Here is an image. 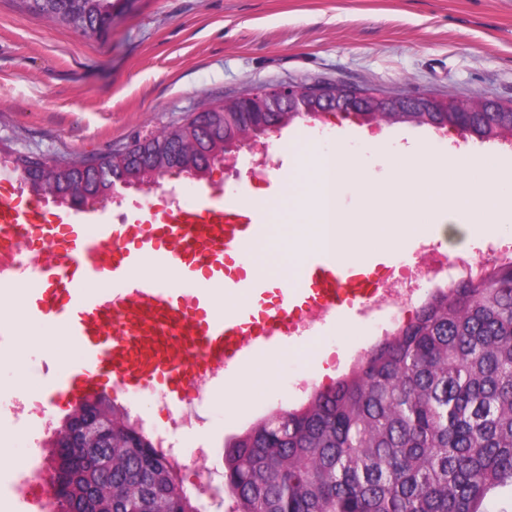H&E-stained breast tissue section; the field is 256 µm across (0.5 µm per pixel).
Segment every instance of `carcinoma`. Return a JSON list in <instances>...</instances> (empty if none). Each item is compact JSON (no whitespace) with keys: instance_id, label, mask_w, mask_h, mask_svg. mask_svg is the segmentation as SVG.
Segmentation results:
<instances>
[{"instance_id":"carcinoma-1","label":"carcinoma","mask_w":512,"mask_h":512,"mask_svg":"<svg viewBox=\"0 0 512 512\" xmlns=\"http://www.w3.org/2000/svg\"><path fill=\"white\" fill-rule=\"evenodd\" d=\"M49 20L95 26L112 0H27ZM366 125L410 123L481 142L512 139V112H354ZM271 128L260 116L224 112L202 129L186 115L125 146L126 164L148 182L154 169L205 172L229 141L254 145ZM31 188L41 161L0 143ZM80 202L111 196L108 179L75 161L53 190ZM82 403L58 431L90 452L71 476L83 512H199L177 465L107 399L98 431L79 422ZM512 489V257L479 275L432 289L412 321L360 355L328 391L280 418L259 422L224 450L228 512H484L488 496Z\"/></svg>"}]
</instances>
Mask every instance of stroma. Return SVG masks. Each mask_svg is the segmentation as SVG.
Listing matches in <instances>:
<instances>
[{
    "label": "stroma",
    "mask_w": 512,
    "mask_h": 512,
    "mask_svg": "<svg viewBox=\"0 0 512 512\" xmlns=\"http://www.w3.org/2000/svg\"><path fill=\"white\" fill-rule=\"evenodd\" d=\"M329 85L375 88L388 95L475 96L512 100V0H116L112 24L87 35L48 22L19 0H0V140L33 156L95 162L142 135L181 121L206 99L226 100L270 85ZM412 141L461 146L501 157L500 180L512 179V146L480 142L451 131L440 135L409 124L369 127L330 113L321 122L298 121L269 134L273 169L253 171L248 148L235 168L212 166L205 179L171 172L160 188H122L154 213L165 206L161 187L176 186L183 198L200 190L216 196L245 189L246 204L262 205L272 238L299 240L303 228L277 220L284 192L274 174L305 164L308 151L326 155L344 145L370 179H389L380 143L400 147ZM439 215L428 236H408L376 250L362 263L372 276L386 275L381 260L413 256L421 245L471 258L492 267L495 247H512V233L487 238L451 232ZM0 405L39 392L45 368L55 367L53 344L28 315L15 290H0ZM385 321H319L306 335L261 357L274 382L239 407L228 408L216 387L203 399L199 422L176 437L178 465L194 500L208 512H226L227 498H207L199 474L224 469V447L267 414L301 404L299 379L325 389L359 354L382 336ZM26 364L27 380L14 366ZM35 425L21 416L0 417V443L26 456L34 448ZM211 449L199 461L196 449ZM20 473L0 465V512H40L35 495L20 486Z\"/></svg>",
    "instance_id": "obj_1"
}]
</instances>
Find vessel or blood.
Instances as JSON below:
<instances>
[{
	"mask_svg": "<svg viewBox=\"0 0 512 512\" xmlns=\"http://www.w3.org/2000/svg\"><path fill=\"white\" fill-rule=\"evenodd\" d=\"M260 212L236 194L217 202L201 193L172 211L108 224L99 209L1 194L0 288L23 287L32 316H59L81 350L52 377L55 397L73 404L157 390L174 408L190 407L198 381L242 371L290 323L363 312L364 274L331 255L313 257L268 302L272 284L254 270V249L269 237ZM201 280L223 289V313H212L195 287Z\"/></svg>",
	"mask_w": 512,
	"mask_h": 512,
	"instance_id": "b4317fda",
	"label": "vessel or blood"
}]
</instances>
